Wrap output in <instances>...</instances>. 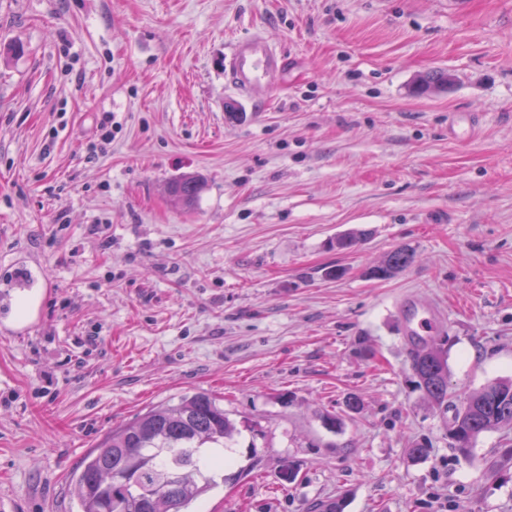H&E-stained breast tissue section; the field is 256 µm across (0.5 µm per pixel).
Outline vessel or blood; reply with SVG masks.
<instances>
[{"instance_id":"b4317fda","label":"vessel or blood","mask_w":512,"mask_h":512,"mask_svg":"<svg viewBox=\"0 0 512 512\" xmlns=\"http://www.w3.org/2000/svg\"><path fill=\"white\" fill-rule=\"evenodd\" d=\"M286 60L272 40L256 33L234 42L224 60L225 82L246 99L263 102V88L278 72L284 70ZM438 315L434 309L415 300H407L402 311V333L407 339L421 343L435 336Z\"/></svg>"}]
</instances>
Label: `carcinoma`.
Instances as JSON below:
<instances>
[{"label": "carcinoma", "instance_id": "carcinoma-1", "mask_svg": "<svg viewBox=\"0 0 512 512\" xmlns=\"http://www.w3.org/2000/svg\"><path fill=\"white\" fill-rule=\"evenodd\" d=\"M453 75L434 71L416 82V91L446 89ZM203 181L185 174L168 185L171 200L191 208ZM368 232L353 229L336 238V248L348 250ZM414 250L401 246L367 268L370 279L387 280L414 262ZM415 388L435 408H448V364L436 346L408 353ZM512 428V379L492 382L469 394L455 407L448 423V439L466 455L480 434ZM236 427L211 394L198 391L175 406L159 405L135 420L112 428L84 457L71 480L79 512H186L188 506L216 486L209 466L222 462L224 449Z\"/></svg>", "mask_w": 512, "mask_h": 512}]
</instances>
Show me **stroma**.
I'll list each match as a JSON object with an SVG mask.
<instances>
[{
    "instance_id": "35a3bbf8",
    "label": "stroma",
    "mask_w": 512,
    "mask_h": 512,
    "mask_svg": "<svg viewBox=\"0 0 512 512\" xmlns=\"http://www.w3.org/2000/svg\"><path fill=\"white\" fill-rule=\"evenodd\" d=\"M258 29L289 60L263 105L224 84ZM436 70L454 84L414 92ZM3 279L0 512H78L112 427L199 390L236 433L195 512H512V464L486 466L512 429L452 448L398 311L439 309L455 395L512 378V0H0ZM203 181L197 175L185 174L168 185L171 200L183 208H191L198 200ZM414 250L401 246L388 252L385 257L367 268L365 275L369 279L387 280L406 269L414 262Z\"/></svg>"
}]
</instances>
